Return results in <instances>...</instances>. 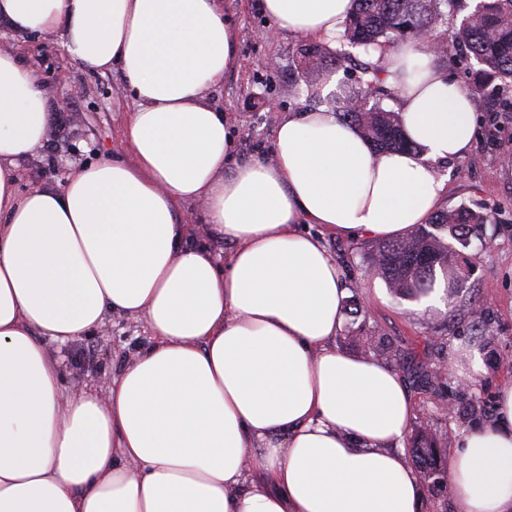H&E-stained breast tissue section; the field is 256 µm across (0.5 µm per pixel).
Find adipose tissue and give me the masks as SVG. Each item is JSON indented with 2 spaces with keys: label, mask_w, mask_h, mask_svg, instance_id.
Instances as JSON below:
<instances>
[{
  "label": "adipose tissue",
  "mask_w": 512,
  "mask_h": 512,
  "mask_svg": "<svg viewBox=\"0 0 512 512\" xmlns=\"http://www.w3.org/2000/svg\"><path fill=\"white\" fill-rule=\"evenodd\" d=\"M275 31L335 36L352 0H262ZM0 24L54 34L72 61L121 69L126 155L23 187L51 125L46 93L0 52V512H419L402 444L414 402L381 359L335 340L346 287L322 235L397 239L439 209L437 165L465 158L474 103L430 40L385 51L410 151H376L321 105L289 113L268 156H240L206 93L235 62L222 0H0ZM201 204L224 255L198 243ZM142 319L151 345L106 396L63 386L45 345ZM457 512H512V383L464 432ZM184 211L187 217V220L190 224H196L194 227L199 232V238L210 245V247L216 252H227L230 248V244L224 241L223 238L213 234L210 232L206 224L204 223L202 209L199 204L186 205L184 207Z\"/></svg>",
  "instance_id": "1"
}]
</instances>
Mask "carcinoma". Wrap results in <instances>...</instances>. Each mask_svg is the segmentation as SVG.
<instances>
[{"instance_id": "cac0c4a2", "label": "carcinoma", "mask_w": 512, "mask_h": 512, "mask_svg": "<svg viewBox=\"0 0 512 512\" xmlns=\"http://www.w3.org/2000/svg\"><path fill=\"white\" fill-rule=\"evenodd\" d=\"M447 6L464 8L462 0H353L342 40L363 60L359 61L356 84L342 89L340 118L358 127L378 151L415 149L404 136L397 112L367 101L368 89L382 82V68L375 53L385 46L427 33L440 47L438 58L446 62L448 44L462 43L479 66L472 91L490 86L512 88V0H479L460 24L451 27ZM301 55L302 73L307 76L326 65L325 56L315 46L301 49ZM490 223L489 212L466 206L446 208L409 235L379 244L367 260L395 296L413 299L432 290L438 269L452 276L457 285L465 280L462 269L452 265L455 250L433 229L446 232L448 238L465 247L471 237L480 234L483 225ZM367 348L381 357L401 356L400 350L383 336L369 337ZM412 453L421 477L438 490H448V468L437 448L435 433L420 431Z\"/></svg>"}]
</instances>
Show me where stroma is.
I'll return each mask as SVG.
<instances>
[{"mask_svg":"<svg viewBox=\"0 0 512 512\" xmlns=\"http://www.w3.org/2000/svg\"><path fill=\"white\" fill-rule=\"evenodd\" d=\"M238 30L236 67L223 83L209 90L210 101L224 110L237 134L243 156L268 151L277 123L288 113L309 108L307 82H320V75L304 78L300 70L301 46L306 40L295 35L270 39L261 33L274 22L263 13L259 0H223ZM0 50L22 51L31 62L36 80L49 88L50 111L67 107L71 122L53 127L49 143L56 157L47 168L44 156L25 167L27 185L62 181L70 165L96 161L121 146V135L132 101L120 90V71L94 72L75 64L58 38L12 35L0 29ZM275 99L276 111H267L265 98ZM512 92L499 97L482 93L474 98L475 139L472 151L462 160L439 163L446 176V208L467 205L492 212L495 221L486 225L482 238L472 239L464 256H475L476 268L461 287L451 291L450 309H418L416 301L395 297L374 274L367 256L376 246L365 237L341 238L323 234L326 245L341 263L348 287L354 288L366 314L344 317L339 350L366 355L361 339L385 336L393 345L412 350L416 361L443 366L438 389L408 383L415 414L405 439L412 448L418 430H433L442 443L445 460H452L462 431L476 427V420L449 403L464 401L480 405L485 420L497 411L500 387L512 381V164L503 163L501 150L512 146V120L503 110ZM484 315L482 331L473 327V308ZM151 342L140 321L111 317L98 331L73 340L59 349L66 382L78 381L99 395H106L112 380L132 357ZM477 347L486 372L476 382H462L454 368L459 352Z\"/></svg>","mask_w":512,"mask_h":512,"instance_id":"stroma-1","label":"stroma"}]
</instances>
